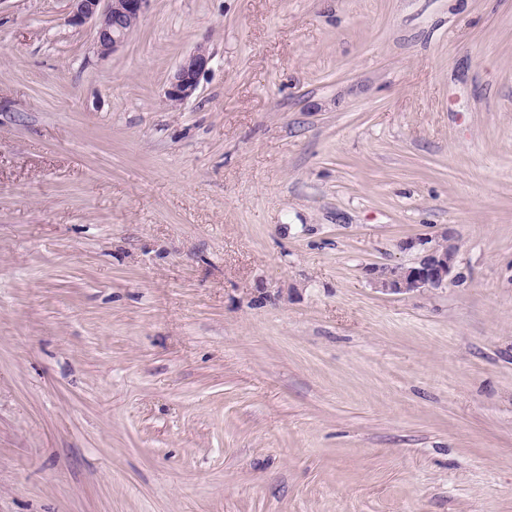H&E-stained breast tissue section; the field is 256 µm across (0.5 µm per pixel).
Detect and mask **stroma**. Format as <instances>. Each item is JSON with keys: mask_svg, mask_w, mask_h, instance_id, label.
Segmentation results:
<instances>
[{"mask_svg": "<svg viewBox=\"0 0 512 512\" xmlns=\"http://www.w3.org/2000/svg\"><path fill=\"white\" fill-rule=\"evenodd\" d=\"M68 12L0 0V512H512V0ZM68 22L94 24L96 46L101 56L114 53L143 20L150 0H70ZM212 54L205 45L197 46L176 66L164 92L165 100L173 105L188 101L199 86V79L208 69ZM449 241L445 228L435 236L408 238L402 241L401 248L417 252L418 258L412 265L368 266L366 275L375 289L387 294L411 295L444 288L455 278L454 247Z\"/></svg>", "mask_w": 512, "mask_h": 512, "instance_id": "1", "label": "stroma"}]
</instances>
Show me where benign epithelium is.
<instances>
[{"label":"benign epithelium","mask_w":512,"mask_h":512,"mask_svg":"<svg viewBox=\"0 0 512 512\" xmlns=\"http://www.w3.org/2000/svg\"><path fill=\"white\" fill-rule=\"evenodd\" d=\"M73 10L68 22L81 25L87 21L96 30L97 51L102 56L115 52L143 20L150 0H71ZM212 54L204 45L197 46L176 66L164 92L173 105L188 101L208 69ZM404 250H414L417 260L410 266H369L366 275L371 285L384 293L411 295L436 290L454 279L455 255L448 229L434 236L422 235L401 243Z\"/></svg>","instance_id":"obj_1"}]
</instances>
